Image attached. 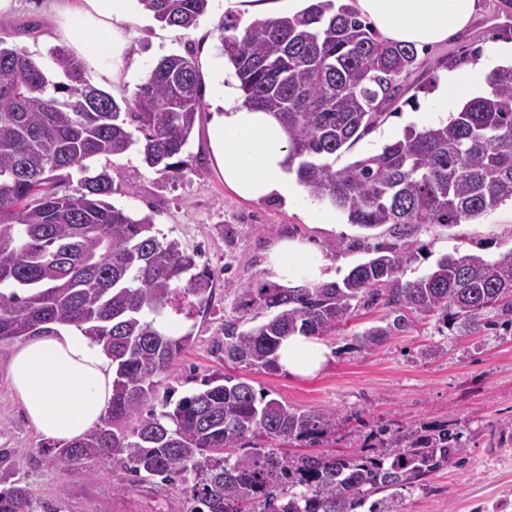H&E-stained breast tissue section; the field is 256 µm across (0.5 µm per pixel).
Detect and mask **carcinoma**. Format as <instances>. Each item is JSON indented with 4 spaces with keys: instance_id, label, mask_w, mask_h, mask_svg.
<instances>
[{
    "instance_id": "cac0c4a2",
    "label": "carcinoma",
    "mask_w": 512,
    "mask_h": 512,
    "mask_svg": "<svg viewBox=\"0 0 512 512\" xmlns=\"http://www.w3.org/2000/svg\"><path fill=\"white\" fill-rule=\"evenodd\" d=\"M166 27L188 31L209 0H139ZM292 16L252 22L243 34L220 25V39L245 103L274 113L288 134L298 182L348 223L387 225L394 242L367 247L371 257L341 282L286 288L266 282L240 289L224 322V363L276 373L282 341L321 336L361 309L383 307L384 324L355 334L370 349L405 330L411 317L489 326L512 316V249L487 260L440 257L404 279L415 261L409 239L426 224H473L512 201V67L486 75L487 96L471 99L446 122L412 127L393 143L343 167L342 153L368 136L419 68L417 49L388 42L343 0H307ZM66 81L51 82L26 52L0 36V341L54 324L84 329L112 358L107 419L84 437L57 443L45 462L70 474L91 458L121 463L135 485L181 481L194 512H404L406 493L465 458L455 427L420 434L394 430L378 449L289 457L273 443L319 441L328 415L294 409L259 394L247 379L213 376L158 412L144 411L158 377L193 342L168 335L149 315L205 300L211 273L194 255L159 239L148 215L114 205L109 167L88 162L138 146L162 177L178 171L203 108L192 58L161 59L132 99L91 85L84 61L51 51ZM80 190L63 193L72 169ZM268 317L246 329L253 311ZM34 494L16 482L0 490V512H34Z\"/></svg>"
}]
</instances>
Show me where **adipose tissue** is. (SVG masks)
I'll return each mask as SVG.
<instances>
[{"label": "adipose tissue", "instance_id": "obj_1", "mask_svg": "<svg viewBox=\"0 0 512 512\" xmlns=\"http://www.w3.org/2000/svg\"><path fill=\"white\" fill-rule=\"evenodd\" d=\"M388 41L416 47L435 46L465 31L482 9L481 0H354ZM61 36L75 54L107 79L130 57L132 35L126 27L140 10L138 0H64L57 5ZM213 117L207 137L213 161L225 185L241 198L261 201L280 196L304 207L309 223L332 225L336 212L311 207L288 166V138L272 113L245 103L228 57L210 53L204 61ZM485 68L446 76L426 114L427 124L448 118L486 90ZM265 269L285 286L330 281L332 262L298 238L279 241ZM279 363L288 374L310 377L327 363L330 350L313 336L285 339ZM10 388L35 430L46 440L72 442L95 428L112 400V360L101 345L74 324L54 325L51 332L18 344L11 357Z\"/></svg>", "mask_w": 512, "mask_h": 512}]
</instances>
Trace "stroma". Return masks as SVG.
<instances>
[{"label":"stroma","mask_w":512,"mask_h":512,"mask_svg":"<svg viewBox=\"0 0 512 512\" xmlns=\"http://www.w3.org/2000/svg\"><path fill=\"white\" fill-rule=\"evenodd\" d=\"M232 19L238 28L254 22L242 0H211L196 28L181 32L159 22L132 23L134 51L140 60L179 54L202 63L220 50L218 27ZM53 27L39 0H23L15 15L0 19V36L43 64L50 81H62L47 35ZM497 39L512 40V16L497 12L494 0H482L471 27L447 44L418 52L420 67L407 77L404 100L384 122L349 152L341 164L380 150L402 137L404 118L423 115L446 73L472 68ZM209 110H202L183 151L175 178L163 179L143 162L137 150L94 167L110 165L114 202L132 213L152 216L160 236L177 240L194 254L198 266L212 270L207 305L195 308L185 326L192 346L160 376L154 404L181 398L200 388L204 379L229 373L248 378L288 406L334 414L336 425L324 441L282 446L289 456L341 454L356 456L371 443L369 433L381 426L433 429L450 424L464 434V465H452L407 495L405 512H512V325L468 331H438L435 319L414 322L373 350L356 349L355 333L378 324L385 311H362L347 326L323 336L332 351L315 376L298 377L226 364L221 348L224 321L237 303L239 290L265 278L268 251L284 238L312 242L336 264L338 276L367 258L354 241L371 244L388 239L386 227L365 230L337 216L325 229L308 223L303 209L271 198L250 201L227 188L213 164L206 129ZM417 256L408 277L426 272L446 254L496 258L512 248V204L503 203L476 224L424 226L411 240ZM15 342L0 341V451L8 453L7 475L30 485L36 512H190L183 485L157 488L151 483L128 488V475L109 459L87 461L83 469L63 474L43 463L44 442L24 416L7 379Z\"/></svg>","instance_id":"35a3bbf8"}]
</instances>
